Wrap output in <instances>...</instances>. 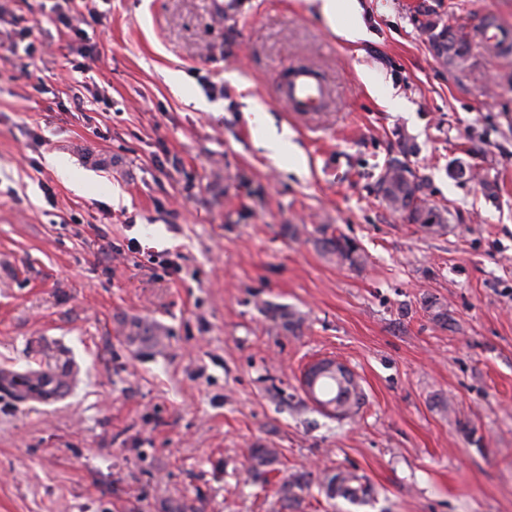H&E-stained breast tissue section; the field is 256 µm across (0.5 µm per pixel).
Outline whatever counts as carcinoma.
<instances>
[{"mask_svg": "<svg viewBox=\"0 0 512 512\" xmlns=\"http://www.w3.org/2000/svg\"><path fill=\"white\" fill-rule=\"evenodd\" d=\"M421 15L424 16L422 26L436 57L453 66L461 64L470 52V41L466 35L446 24L441 14L431 6L423 8ZM427 187L424 176L417 175L412 179L407 176L406 162L400 159L391 160L378 181V190L387 205L401 213L409 223L441 228L448 223L445 210L429 204ZM324 247L336 256L337 261L350 267H358L365 261L361 248L347 237L330 238ZM62 384L61 377L50 369L0 373V392L9 394L18 402L49 399ZM322 389L336 401L338 418L353 416L362 404V390L351 376L329 375L323 380ZM278 457L279 452L275 448L250 449V459L255 468L272 466ZM310 486L309 476L304 473H292L283 478L277 490L282 508L299 507ZM319 486L327 498H342L355 505L368 503L373 494L371 484L364 477L348 470L323 472Z\"/></svg>", "mask_w": 512, "mask_h": 512, "instance_id": "carcinoma-1", "label": "carcinoma"}]
</instances>
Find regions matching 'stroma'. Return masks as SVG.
Here are the masks:
<instances>
[{
    "instance_id": "stroma-1",
    "label": "stroma",
    "mask_w": 512,
    "mask_h": 512,
    "mask_svg": "<svg viewBox=\"0 0 512 512\" xmlns=\"http://www.w3.org/2000/svg\"><path fill=\"white\" fill-rule=\"evenodd\" d=\"M54 3L0 0V370L71 392H0V512H277L294 472L300 512H512V51L450 66L417 23L512 28V0H361L355 44L310 0H97L71 25ZM295 65L330 91L315 116L278 99ZM248 98L297 157L267 155ZM405 142L445 228L377 191ZM339 234L363 266L326 252ZM323 357L363 390L351 419L303 391ZM336 468L370 505L325 497ZM63 383L61 377L50 369L0 373V392L9 394L18 402L49 399ZM311 486L309 476L304 473H292L283 478L277 493L279 501L284 509L297 508L304 500V494L308 492Z\"/></svg>"
}]
</instances>
